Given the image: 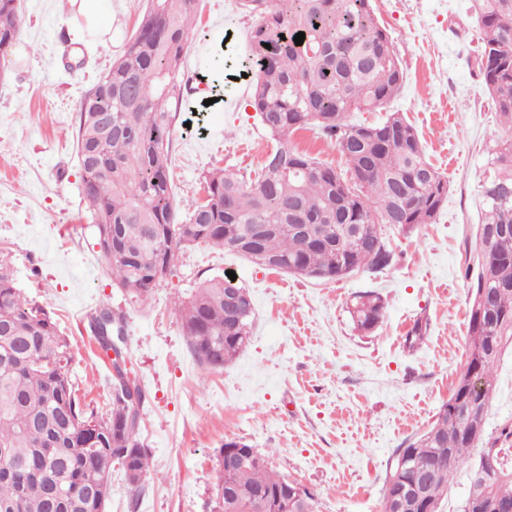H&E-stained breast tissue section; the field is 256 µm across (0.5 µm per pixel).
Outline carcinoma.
<instances>
[{
	"instance_id": "cac0c4a2",
	"label": "carcinoma",
	"mask_w": 512,
	"mask_h": 512,
	"mask_svg": "<svg viewBox=\"0 0 512 512\" xmlns=\"http://www.w3.org/2000/svg\"><path fill=\"white\" fill-rule=\"evenodd\" d=\"M254 21L249 50L224 59L247 74L250 106L277 147L252 176L214 168L204 175L206 196L180 218L170 187V134L187 101L181 67L195 0H147L122 56L84 97L76 149L81 199L97 229L100 258L112 285L127 300L145 302L171 273L176 251L207 245L264 270L316 279H341L392 262L383 226L432 224L448 179L427 162L414 127L398 112L378 124L351 121L399 93L401 60L377 20L373 0H240ZM480 27L476 66L500 124L512 131V0H473ZM23 18L15 0H0V68L6 67ZM305 33L303 44L295 35ZM270 48H265L264 44ZM310 129L345 160L341 172L290 145ZM481 185L477 248L464 269L468 357L454 391L433 425L401 449L386 479L383 500L419 483L427 507L439 512L448 484L470 448H481L471 471L463 512H489L512 501V437L473 439L460 402L470 378L476 400L488 406L497 363L512 346V136L488 151ZM264 224L254 246L239 240ZM384 304L373 291L348 306L353 328L372 332ZM186 344L200 368L220 371L249 342L253 301L246 288L216 276L176 308ZM89 330L115 373L112 407L98 413L81 401L71 376L72 345L47 306L17 287L10 251L0 247V512H104L83 490L111 488L119 467L137 499L150 471L141 441L146 394L123 347L124 314L109 305L93 313ZM217 494L241 489L250 502L292 488L269 469L265 456L239 441Z\"/></svg>"
}]
</instances>
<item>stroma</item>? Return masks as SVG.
<instances>
[{"label": "stroma", "instance_id": "stroma-1", "mask_svg": "<svg viewBox=\"0 0 512 512\" xmlns=\"http://www.w3.org/2000/svg\"><path fill=\"white\" fill-rule=\"evenodd\" d=\"M17 38L30 51L0 73V246L12 251L18 288L51 309L73 344L82 394L109 403V361L88 330L102 305L125 314L126 348L146 394L141 438L151 472L132 501L113 471L106 512H212L219 451L245 442L269 468L306 486L318 512H381L400 448L426 431L451 395L468 341L463 267L481 217L485 147L505 136L474 64L479 29L471 0H374L405 70L389 108L414 125L429 162L448 177L434 223L386 226L392 264L336 280L268 272L204 246L178 250L150 301L124 302L101 264L96 227L80 195L75 137L86 92L119 57L145 0H112V45L73 42L61 0H18ZM252 20L239 0H198L184 61L204 76V53L243 54ZM224 32V43L214 35ZM225 97L190 96L171 135V191L179 213L202 196L219 167L249 174L276 143L246 106V78L225 70ZM196 129H189V122ZM235 272L254 306V329L223 370L203 371L187 348L178 303L204 279ZM382 295L378 327L353 330L346 304L359 291ZM424 341L409 347L416 319ZM512 425V350L501 357L487 412L489 435Z\"/></svg>", "mask_w": 512, "mask_h": 512}]
</instances>
